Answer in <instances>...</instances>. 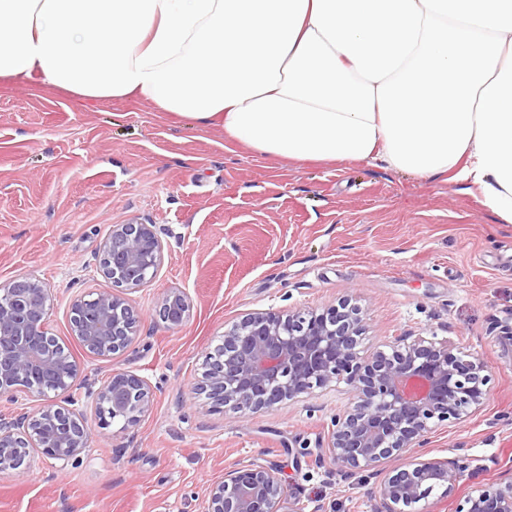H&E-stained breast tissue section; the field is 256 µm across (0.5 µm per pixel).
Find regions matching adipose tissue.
Returning <instances> with one entry per match:
<instances>
[{
    "mask_svg": "<svg viewBox=\"0 0 512 512\" xmlns=\"http://www.w3.org/2000/svg\"><path fill=\"white\" fill-rule=\"evenodd\" d=\"M32 77L270 160L442 178L512 223V0H0V80Z\"/></svg>",
    "mask_w": 512,
    "mask_h": 512,
    "instance_id": "obj_1",
    "label": "adipose tissue"
}]
</instances>
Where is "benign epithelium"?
Segmentation results:
<instances>
[{"instance_id":"benign-epithelium-1","label":"benign epithelium","mask_w":512,"mask_h":512,"mask_svg":"<svg viewBox=\"0 0 512 512\" xmlns=\"http://www.w3.org/2000/svg\"><path fill=\"white\" fill-rule=\"evenodd\" d=\"M162 253L156 225L111 226L99 271L114 290L82 296L70 309L73 336L89 354L108 358L133 342L137 317L124 292L139 290L154 276ZM51 306L50 289L36 280L0 285V394L28 382V391L44 401L33 415L0 421V472L21 468L31 448L41 449L63 469L87 447L88 426L73 408L74 400L56 402L73 389L79 368L69 353L45 343ZM190 307L188 294L173 288L162 298L159 316L177 327ZM361 329L362 316L349 297L322 313L252 312L206 356L201 386L224 412L244 414L345 381L354 401L331 418L321 455L342 476L411 455L405 467L381 483L377 512H415L428 490L450 492L468 469L464 458L424 459L416 449L424 446L433 425L457 423L479 409L490 376L449 338L402 336L388 349L363 356ZM87 396L112 412V419L99 421L103 429L136 425L154 402L148 381L126 373L114 374ZM208 499V512H285L287 487L275 469L234 468L210 487ZM458 512H512V481L480 486Z\"/></svg>"}]
</instances>
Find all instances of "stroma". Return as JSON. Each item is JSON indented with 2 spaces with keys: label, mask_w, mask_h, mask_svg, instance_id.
<instances>
[{
  "label": "stroma",
  "mask_w": 512,
  "mask_h": 512,
  "mask_svg": "<svg viewBox=\"0 0 512 512\" xmlns=\"http://www.w3.org/2000/svg\"><path fill=\"white\" fill-rule=\"evenodd\" d=\"M156 225L155 276L132 293L138 334L109 358L73 336L74 299L104 288L99 249L112 225ZM51 291L48 330L78 364L71 394L90 429L59 467L31 450L0 472V512H207L225 470H279L291 512H374L377 478L336 476L314 450L353 393L345 382L232 417L195 392L206 355L258 310L317 311L354 299L367 354L400 336L448 337L490 377L480 411L435 425L422 452L469 469L424 512H457L478 487L512 479V224L446 181L361 164L274 163L224 133L169 120L134 100L82 102L36 79L0 94V284ZM191 299L168 327L160 302ZM146 378L151 411L102 429L87 386L112 374ZM190 307L188 294L179 288H172L162 298L159 316L169 326L177 327L186 319Z\"/></svg>",
  "instance_id": "1"
}]
</instances>
